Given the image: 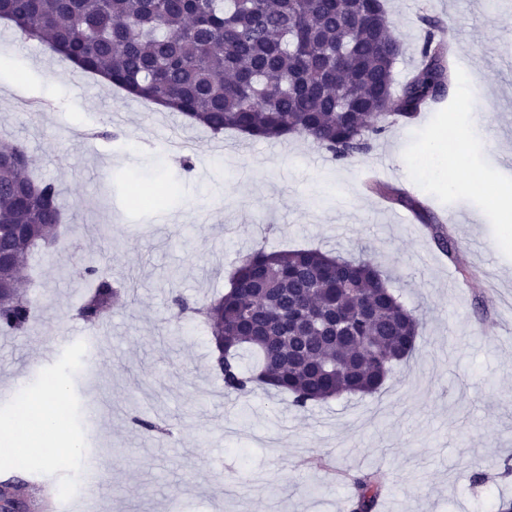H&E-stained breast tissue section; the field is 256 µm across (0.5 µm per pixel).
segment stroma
<instances>
[{
  "label": "stroma",
  "instance_id": "1",
  "mask_svg": "<svg viewBox=\"0 0 512 512\" xmlns=\"http://www.w3.org/2000/svg\"><path fill=\"white\" fill-rule=\"evenodd\" d=\"M386 7L404 49L396 79L417 64L428 16L452 38L458 80L437 110L392 125L346 164L303 138L213 137L43 43L0 46V140L24 145L55 182L69 224L34 265L29 335H0V385L23 379L33 400L50 382L64 386L65 453L39 462L32 449L0 447V484L35 473L69 480L87 458L101 464L80 500L50 509L33 491L28 512H348L351 488L332 481L331 468L381 472L378 512H481L512 499V242L490 195L512 189L499 168L512 154V0L496 12L488 0ZM171 126L184 150L164 151ZM452 126L466 137L465 191L449 184L439 151ZM98 128L113 140L91 138ZM370 165L436 217L467 216L443 230L451 253L411 212L361 192ZM135 188L147 203L131 201ZM261 246L366 254L424 314L422 340L376 394L300 411L261 390L225 393L206 327L175 316L173 298L224 293L232 266ZM88 263L132 285L94 330L72 317ZM315 456L326 467H307ZM474 458L484 465L479 482L466 468Z\"/></svg>",
  "mask_w": 512,
  "mask_h": 512
}]
</instances>
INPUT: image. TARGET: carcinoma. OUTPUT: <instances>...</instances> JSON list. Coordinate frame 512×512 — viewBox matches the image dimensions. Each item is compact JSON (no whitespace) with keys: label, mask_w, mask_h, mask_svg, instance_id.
Masks as SVG:
<instances>
[{"label":"carcinoma","mask_w":512,"mask_h":512,"mask_svg":"<svg viewBox=\"0 0 512 512\" xmlns=\"http://www.w3.org/2000/svg\"><path fill=\"white\" fill-rule=\"evenodd\" d=\"M0 19L214 135L302 137L335 161L368 151L390 123L444 100L450 84V40L425 18L420 64L394 87L403 45L383 0H0ZM30 167L23 147L0 145V252L12 258L0 267L1 336L28 334L35 302L21 291L23 272L61 236L60 191ZM371 191L436 223L402 189L377 182ZM79 274L91 291L74 315L95 329L127 286L94 265ZM174 304L203 317L226 392L286 394L303 410L376 393L422 339V319L388 273L369 258L316 249H254L223 295ZM353 489L350 512H377L380 473L353 478Z\"/></svg>","instance_id":"obj_1"}]
</instances>
